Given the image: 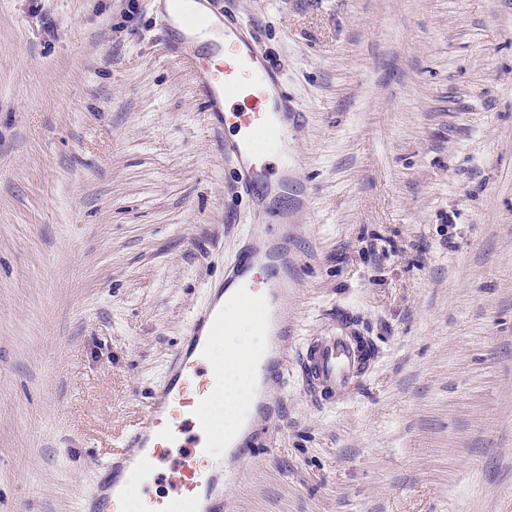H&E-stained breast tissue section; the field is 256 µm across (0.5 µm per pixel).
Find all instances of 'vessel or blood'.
<instances>
[{"instance_id":"b4317fda","label":"vessel or blood","mask_w":512,"mask_h":512,"mask_svg":"<svg viewBox=\"0 0 512 512\" xmlns=\"http://www.w3.org/2000/svg\"><path fill=\"white\" fill-rule=\"evenodd\" d=\"M164 2L169 53L193 67L198 94L224 136V156L239 193L262 217L250 225L235 260L224 268V289H236L257 311V325L267 338L251 361L250 411L239 434L225 442L232 454L244 456L252 451L261 418L283 408L270 381L288 380L281 347L289 330L282 303L297 286L303 263L289 245L287 213L270 207L271 201L287 197L296 181L287 166L275 165L269 149L287 147L305 113L289 99L283 70L271 64L263 45L233 16L215 14L208 0H194L191 10L184 9L185 0ZM219 298L210 294L192 315L146 417L125 437L123 451L102 463L88 512H124V475L131 469L157 481L167 472L176 474L177 497L150 496L147 512H224V487L234 483L235 474L224 459L208 465L200 461L214 439L201 402L224 374L223 366L209 358L210 343L230 329ZM340 324V330L307 343L299 355L304 387L331 406L355 390L373 358L371 342L356 335L350 320Z\"/></svg>"}]
</instances>
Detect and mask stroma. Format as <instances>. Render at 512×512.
<instances>
[{
    "instance_id": "35a3bbf8",
    "label": "stroma",
    "mask_w": 512,
    "mask_h": 512,
    "mask_svg": "<svg viewBox=\"0 0 512 512\" xmlns=\"http://www.w3.org/2000/svg\"><path fill=\"white\" fill-rule=\"evenodd\" d=\"M307 119L283 421L224 512H512V0H229ZM149 0H0V512H80L253 222ZM376 354L319 405L299 350Z\"/></svg>"
}]
</instances>
